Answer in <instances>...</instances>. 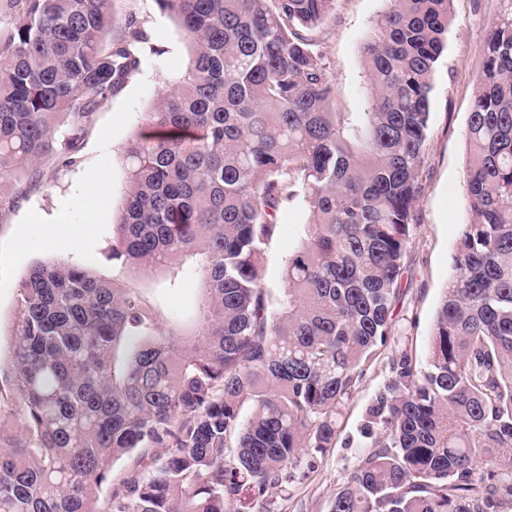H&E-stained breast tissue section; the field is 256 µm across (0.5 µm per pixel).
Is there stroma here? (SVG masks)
Returning a JSON list of instances; mask_svg holds the SVG:
<instances>
[{
  "instance_id": "35a3bbf8",
  "label": "stroma",
  "mask_w": 512,
  "mask_h": 512,
  "mask_svg": "<svg viewBox=\"0 0 512 512\" xmlns=\"http://www.w3.org/2000/svg\"><path fill=\"white\" fill-rule=\"evenodd\" d=\"M387 6V0H337L333 14L312 35L314 51L323 55L336 76L335 111L361 109L366 91L362 35ZM507 6V0H454L455 20L431 93L418 222L412 228L405 262L408 284L393 313V333L385 346L377 348L361 386L343 407L335 447L320 452L306 449L291 479L265 496L255 498L242 491L246 512H332L337 492L368 452L367 410L387 386L393 358L406 348L418 366H426L435 315L454 274L455 245L462 225L471 218L463 194L464 132L482 71L483 44ZM114 9L118 22L113 37L124 35V21L129 17L137 20L147 36L138 70L101 102L75 162L66 166L54 158L45 161L40 188L0 208V351L5 353L14 342L18 289L34 262L92 259L98 275L127 277L126 271H114L106 259L126 190L123 148L159 92L182 76L189 52L182 28L159 9L156 0H116ZM83 218L88 219V227L80 226ZM62 220L75 221L71 237L50 240V224ZM307 221L308 211L299 200L284 203L276 214L277 233L266 245L262 263V281L273 299L281 297L282 265ZM131 284L155 288L153 280L144 276L132 279ZM196 288L191 272L180 287L155 288L164 317L186 309Z\"/></svg>"
}]
</instances>
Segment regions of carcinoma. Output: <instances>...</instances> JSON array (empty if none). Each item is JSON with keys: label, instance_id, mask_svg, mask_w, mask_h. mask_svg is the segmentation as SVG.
Returning <instances> with one entry per match:
<instances>
[{"label": "carcinoma", "instance_id": "1", "mask_svg": "<svg viewBox=\"0 0 512 512\" xmlns=\"http://www.w3.org/2000/svg\"><path fill=\"white\" fill-rule=\"evenodd\" d=\"M113 3L7 0L0 206L39 186L45 159L75 162L101 101L138 69L134 18L106 42ZM156 3L190 59L125 147L109 257L169 286L196 261L197 307L165 320L93 260L29 269L0 359V512H240V490L262 496L301 451L335 445L392 333L452 0H389L363 36L360 112L330 111L334 76L311 49L336 0ZM483 55L466 126L471 219L428 369L405 349L392 360L368 409L379 432L332 512L512 507V7ZM299 197L310 220L276 307L264 248ZM123 458L120 488L100 498Z\"/></svg>", "mask_w": 512, "mask_h": 512}]
</instances>
